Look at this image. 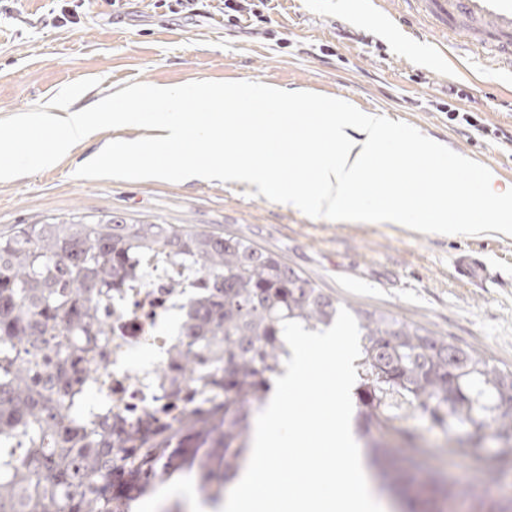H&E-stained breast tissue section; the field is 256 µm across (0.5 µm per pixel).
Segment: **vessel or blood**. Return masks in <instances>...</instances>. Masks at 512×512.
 <instances>
[{"label": "vessel or blood", "mask_w": 512, "mask_h": 512, "mask_svg": "<svg viewBox=\"0 0 512 512\" xmlns=\"http://www.w3.org/2000/svg\"><path fill=\"white\" fill-rule=\"evenodd\" d=\"M408 8L440 27L445 42L467 38L470 50L485 55L500 71L512 73V0H403ZM486 262L463 254L455 261L459 279L482 281Z\"/></svg>", "instance_id": "obj_1"}]
</instances>
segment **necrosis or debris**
Segmentation results:
<instances>
[{"instance_id":"necrosis-or-debris-1","label":"necrosis or debris","mask_w":512,"mask_h":512,"mask_svg":"<svg viewBox=\"0 0 512 512\" xmlns=\"http://www.w3.org/2000/svg\"><path fill=\"white\" fill-rule=\"evenodd\" d=\"M180 298L167 291L164 272L149 261L143 262L136 287L112 297L106 369L94 389L93 408L120 407L135 422L142 411L168 405L160 379L168 352L179 339L168 335L163 325ZM143 349L158 353L159 358L153 365L135 367L131 357Z\"/></svg>"}]
</instances>
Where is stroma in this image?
Wrapping results in <instances>:
<instances>
[{
  "label": "stroma",
  "instance_id": "1",
  "mask_svg": "<svg viewBox=\"0 0 512 512\" xmlns=\"http://www.w3.org/2000/svg\"><path fill=\"white\" fill-rule=\"evenodd\" d=\"M174 2L85 0L79 23L64 26L55 20L57 0H8L0 7V118L44 104L83 78L100 84L79 98L82 106L126 84L262 81L346 98L406 122L488 167L500 186H512V145L493 136L512 128V87L463 47L430 56L425 45L436 30L404 13L399 0H379L366 17L355 0H266L262 18L246 14L235 24L224 15V0H194L192 11L176 14ZM452 106L473 113L483 134L466 135L449 120ZM112 137L99 131L59 167L0 182V234L71 212L233 234L278 254L348 310L391 315L512 369V237L448 239L313 219L219 181L76 178L80 162ZM472 252L489 267L477 283L454 272L455 258ZM409 425L421 436V468L408 496L437 472L490 500H512V469L495 481L486 470L494 443L471 456L441 453V428L423 416ZM211 452L204 437L177 434L168 479L148 488L138 506L161 512L178 502L185 512H219L197 488L198 467Z\"/></svg>",
  "mask_w": 512,
  "mask_h": 512
}]
</instances>
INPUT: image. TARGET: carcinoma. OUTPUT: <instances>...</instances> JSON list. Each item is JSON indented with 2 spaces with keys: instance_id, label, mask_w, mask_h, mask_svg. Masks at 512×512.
Returning a JSON list of instances; mask_svg holds the SVG:
<instances>
[{
  "instance_id": "1",
  "label": "carcinoma",
  "mask_w": 512,
  "mask_h": 512,
  "mask_svg": "<svg viewBox=\"0 0 512 512\" xmlns=\"http://www.w3.org/2000/svg\"><path fill=\"white\" fill-rule=\"evenodd\" d=\"M152 258L197 278L200 294L182 313L189 340L173 349L169 389L187 407L171 422L146 413L136 424L113 409L82 418L75 386L107 341L104 303L134 286L133 261ZM336 300L279 256L233 235L116 214L54 217L0 235V512H131L112 491L124 474L160 479L172 438L200 430L224 448V468L203 474L215 500L243 467L253 414L292 353L282 321L307 331L333 324ZM361 354L357 418L373 460L396 472L420 413L442 428L450 454L491 439L488 464H512V371L419 326L356 312ZM474 512H512L474 497Z\"/></svg>"
}]
</instances>
